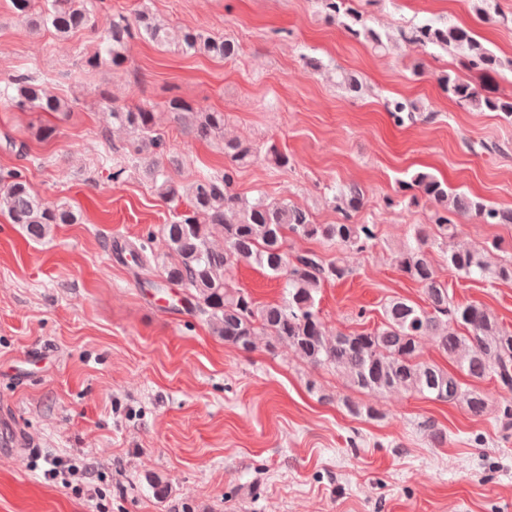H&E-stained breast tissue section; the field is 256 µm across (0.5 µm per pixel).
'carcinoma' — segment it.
Listing matches in <instances>:
<instances>
[{
	"mask_svg": "<svg viewBox=\"0 0 512 512\" xmlns=\"http://www.w3.org/2000/svg\"><path fill=\"white\" fill-rule=\"evenodd\" d=\"M102 0H13L17 16L33 32L53 31L59 40L83 29L98 27L97 13ZM325 19L341 26L352 38L375 47L383 46L382 35L371 28L356 0H321ZM143 37L156 45L185 54L206 55L219 60L238 56L239 45L222 35L190 27H174L158 18L141 0L133 18L112 16L103 29L95 51L81 58L83 68L93 70L124 68L130 41ZM407 44L431 45L459 52L460 68L482 76L512 67L458 26H439L433 21L400 30ZM448 98L462 107L497 112L512 123V95H489L472 81L445 73L438 78ZM103 111L112 124L131 135L130 149L112 163V180L119 181L132 169L142 173L159 197L173 211L170 222L158 233L167 247L159 258L152 249L154 233L138 243L115 248L116 256L128 253L140 270L156 267L165 281L184 288L186 298L214 335L242 351H251L257 340L266 347L290 349L314 368L342 374L350 387L367 394L417 393L448 404H461L473 417L489 411L486 395L466 383L489 379L512 392V331L489 308L478 303L460 304L439 279L432 252H441L448 267L462 278L512 281V257L490 263V252L501 250L497 242L472 248H448L458 235L461 221L478 224H512V209L493 206L448 186L429 172L415 173L403 187L412 191L408 204L428 209V223L415 224L406 241L395 252L398 270L424 291L426 305L405 298H393L383 307V321L359 333L328 334L316 307L321 288L349 275L339 259L328 260L307 250L295 255L286 248L287 235L317 239L342 251L361 252L376 237L375 224L352 221L364 204L363 192L350 187L333 193L330 203L341 215L336 224H315L311 214L286 199L272 200L263 194L246 198L234 190L240 171L262 158L279 170L292 166L288 153L275 144L260 149L251 141L224 137L226 117L216 110L194 106L175 96L165 105L190 133L223 144L227 164L224 172L199 173L192 181L178 180L171 163L158 149L155 105L142 102L119 105L110 95H100ZM0 104L20 112L66 115L68 99L51 91L45 80L28 72H17L0 82ZM390 112L399 122L420 111L413 101L396 99ZM6 208L11 223L18 224L34 240H42L58 224H75L77 214L65 205L50 206L34 194L19 170L0 176V208ZM220 238L224 247L216 248ZM256 264L283 280L285 297L279 303L260 306L252 295L238 287L232 270L240 264ZM434 338L437 346L456 365L453 374L420 358L419 340ZM341 405L354 418L378 419L379 409L349 397Z\"/></svg>",
	"mask_w": 512,
	"mask_h": 512,
	"instance_id": "carcinoma-1",
	"label": "carcinoma"
}]
</instances>
